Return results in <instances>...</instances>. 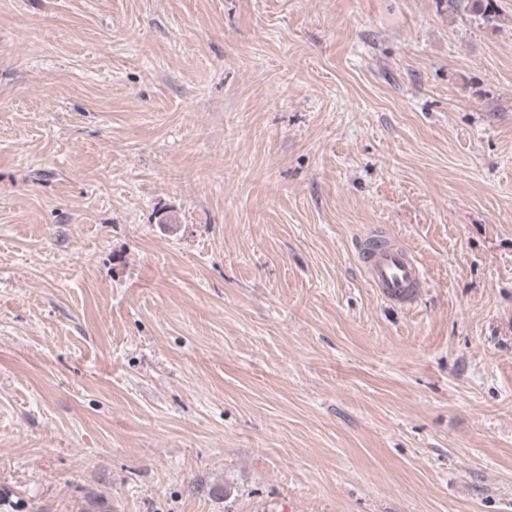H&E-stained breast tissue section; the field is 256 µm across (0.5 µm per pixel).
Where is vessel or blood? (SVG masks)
<instances>
[{"instance_id":"vessel-or-blood-1","label":"vessel or blood","mask_w":512,"mask_h":512,"mask_svg":"<svg viewBox=\"0 0 512 512\" xmlns=\"http://www.w3.org/2000/svg\"><path fill=\"white\" fill-rule=\"evenodd\" d=\"M362 269L368 284L390 301L411 299L425 287L426 272L407 248L374 236L361 247Z\"/></svg>"}]
</instances>
